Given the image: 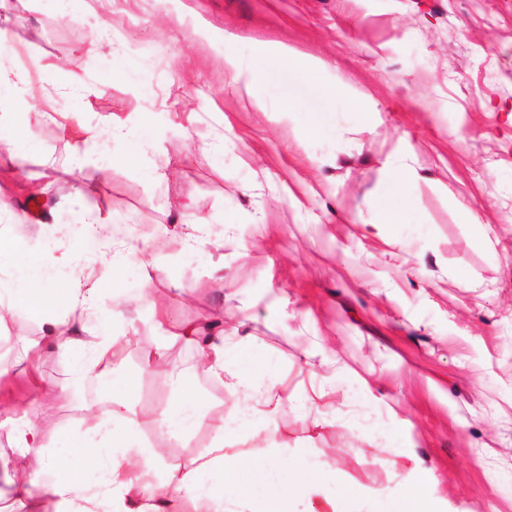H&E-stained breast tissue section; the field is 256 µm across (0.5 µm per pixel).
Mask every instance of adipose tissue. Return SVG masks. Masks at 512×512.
<instances>
[{
    "label": "adipose tissue",
    "mask_w": 512,
    "mask_h": 512,
    "mask_svg": "<svg viewBox=\"0 0 512 512\" xmlns=\"http://www.w3.org/2000/svg\"><path fill=\"white\" fill-rule=\"evenodd\" d=\"M237 38L225 37L224 74L236 90L256 96L268 64L274 63L293 78L317 83L326 100L342 97L360 113L365 125H373L378 113L354 85L331 81L329 65L323 59L278 43L257 46L250 59H242ZM33 96L29 71L12 55L0 53V148L13 155L27 145L13 135L16 114ZM42 118L61 134L79 142L76 164L80 174L77 193L94 191L102 179L120 174L130 164L140 162L150 143L132 141L131 128L96 112L84 113L70 124L67 112L59 110L53 98H46ZM94 162H85L86 153ZM391 177L387 194L404 206L412 202V189L420 175L409 153L398 150L387 156ZM161 235L180 240L185 248L209 245L206 224L188 206H180L176 223L163 225ZM149 242L132 239L111 214L85 216L73 226L58 220L39 222L33 234L20 236L0 226V323L22 313L40 322L48 344L73 358L77 376H94L107 388L125 382L120 348L131 346L134 336H117L112 331L110 299H130L154 315L164 313L160 292L152 277H145L135 295H127L120 276L127 252H148ZM90 261L104 274V281H90L80 263ZM182 337L195 343L199 353L194 372L218 380L236 401L241 412L215 420L209 415L206 396L183 390L161 421L165 434L185 436L208 427L213 446L208 454L175 464L165 479H155L162 451L145 446L139 437L140 416L121 397L111 396L107 406L94 414L79 435L72 456L43 455V431L32 417H21L14 425L11 446L24 454L39 457L37 469L14 471L10 480L18 500L29 503L30 512H42L53 503L54 512H169L175 497L194 505V512H293L298 499L322 502L329 512H383L382 500L358 487L347 490L341 499L330 498L329 485L336 473L316 458L284 463L276 454L254 449L257 439L272 441V434L257 436L254 421L263 405L280 400L279 379L258 377L230 357L223 331L202 335L195 326L185 327ZM246 434L250 445L229 449L228 436ZM224 469L223 485H215L216 467ZM56 472L54 481H45L46 472Z\"/></svg>",
    "instance_id": "1"
}]
</instances>
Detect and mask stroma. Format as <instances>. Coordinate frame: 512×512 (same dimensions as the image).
I'll return each mask as SVG.
<instances>
[{
	"label": "stroma",
	"instance_id": "obj_1",
	"mask_svg": "<svg viewBox=\"0 0 512 512\" xmlns=\"http://www.w3.org/2000/svg\"><path fill=\"white\" fill-rule=\"evenodd\" d=\"M105 20L113 34L101 43ZM1 27L34 81L50 75L61 110L131 125L147 116V163L164 177L134 168L77 196V176L61 175L74 145L43 123L37 100L18 125L30 150H0L9 204L0 225L28 212L26 178L37 175L50 186L42 210L69 222L101 211L153 239L150 255L128 257L125 286L152 275L174 322L239 319L249 369L281 379L287 393L259 427L285 461L324 455L336 469L330 497L354 485L384 490L394 512L388 463L403 451L408 466L431 471L438 512H512V0H112L108 15L82 0H0ZM228 33L245 59L276 42L322 58L330 79L366 95L378 122L365 126L345 99L325 100L274 64L259 95L271 105L294 97L304 109L271 120L224 82ZM72 70L98 94L68 93ZM187 95L198 104L190 117L176 105ZM310 124L321 135L301 139ZM394 148L413 154L421 174L413 207L390 239L362 235L358 224L397 206L384 191ZM180 203L223 236V249L187 253L158 236ZM462 205L495 226V251L476 244ZM112 330L138 338L123 356L141 440L163 444L170 463L206 453L208 428L173 438L158 426L194 347L164 343L149 311L126 303L113 304ZM1 339L14 350L18 409L66 451L101 388L73 391L71 361L45 345L39 322L17 316ZM156 350L168 379L145 364ZM319 385L336 392L296 407ZM369 423L390 449L354 436Z\"/></svg>",
	"mask_w": 512,
	"mask_h": 512
}]
</instances>
